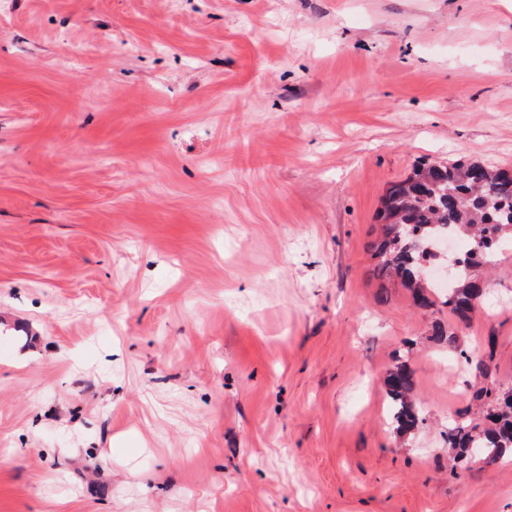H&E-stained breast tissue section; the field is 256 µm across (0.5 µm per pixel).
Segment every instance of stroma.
I'll list each match as a JSON object with an SVG mask.
<instances>
[{"label": "stroma", "mask_w": 512, "mask_h": 512, "mask_svg": "<svg viewBox=\"0 0 512 512\" xmlns=\"http://www.w3.org/2000/svg\"><path fill=\"white\" fill-rule=\"evenodd\" d=\"M425 158L512 168V0H12L0 512H512L445 441L457 350L512 387V248L467 323L373 275ZM386 395L391 408V424L399 433L417 429L424 418L415 397L414 372L409 361L399 356L397 364L384 377Z\"/></svg>", "instance_id": "1"}]
</instances>
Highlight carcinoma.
<instances>
[{"mask_svg": "<svg viewBox=\"0 0 512 512\" xmlns=\"http://www.w3.org/2000/svg\"><path fill=\"white\" fill-rule=\"evenodd\" d=\"M377 217L383 224L382 238L372 245L377 275L400 279L422 307L435 304L432 282L422 270L423 260L439 259L434 246L441 233L467 247L443 301L465 323L486 290L475 272L489 262L500 244L512 239V172L479 162H421L412 175L387 189ZM384 385L396 431L405 433L422 425L414 372L407 358H398ZM473 400L482 407L479 420L463 412L448 424V446L459 449L456 468L470 463L471 448L487 449L494 460L512 455V388L505 390L492 381L477 389Z\"/></svg>", "mask_w": 512, "mask_h": 512, "instance_id": "obj_1", "label": "carcinoma"}]
</instances>
